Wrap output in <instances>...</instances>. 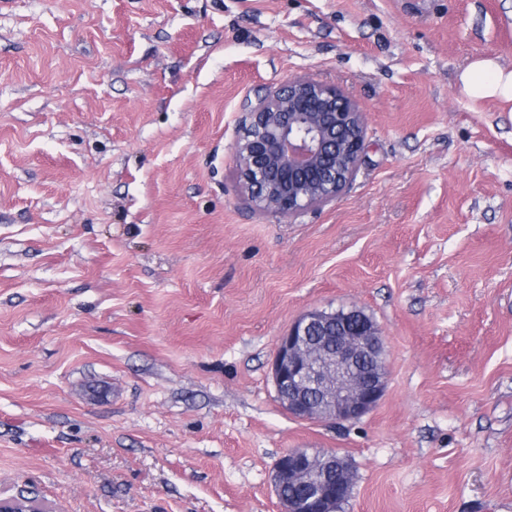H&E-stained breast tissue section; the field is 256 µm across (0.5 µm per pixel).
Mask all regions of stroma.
<instances>
[{
  "label": "stroma",
  "instance_id": "1",
  "mask_svg": "<svg viewBox=\"0 0 512 512\" xmlns=\"http://www.w3.org/2000/svg\"><path fill=\"white\" fill-rule=\"evenodd\" d=\"M512 0H11L0 8V496L47 512H280L335 450L340 512H512ZM364 109L342 193L293 219L238 189L245 99L292 78ZM388 347L378 406L292 417L308 310ZM460 91L471 100L496 99L512 103V70L492 58L471 61L457 76ZM273 483L281 512H337L351 494L353 471L335 451L294 448L277 460Z\"/></svg>",
  "mask_w": 512,
  "mask_h": 512
}]
</instances>
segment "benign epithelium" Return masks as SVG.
I'll return each instance as SVG.
<instances>
[{"label":"benign epithelium","instance_id":"benign-epithelium-1","mask_svg":"<svg viewBox=\"0 0 512 512\" xmlns=\"http://www.w3.org/2000/svg\"><path fill=\"white\" fill-rule=\"evenodd\" d=\"M233 144L241 191L281 217L336 199L364 148L365 112L333 84L290 79L244 104ZM388 350L381 330L358 309L304 313L280 337L272 378L281 404L303 420L343 425L384 396ZM281 512H338L353 486L348 459L294 448L273 474ZM0 512H45L30 499H0Z\"/></svg>","mask_w":512,"mask_h":512}]
</instances>
